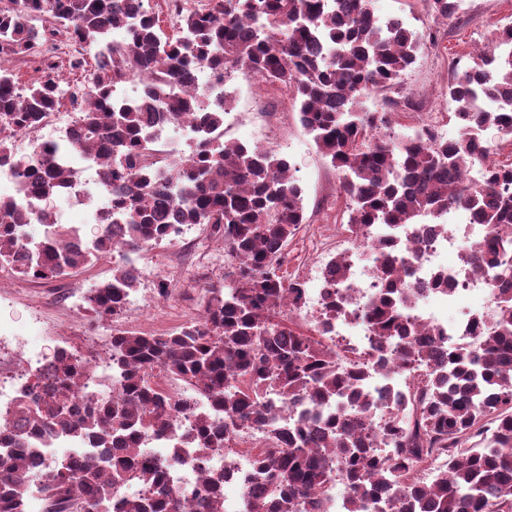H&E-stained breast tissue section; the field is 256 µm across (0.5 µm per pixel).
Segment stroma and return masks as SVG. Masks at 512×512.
Masks as SVG:
<instances>
[{
  "label": "stroma",
  "instance_id": "obj_1",
  "mask_svg": "<svg viewBox=\"0 0 512 512\" xmlns=\"http://www.w3.org/2000/svg\"><path fill=\"white\" fill-rule=\"evenodd\" d=\"M374 5L381 18H400L414 30L430 29L438 36L437 45L420 51L400 85L380 93L395 102L394 132L413 133L414 113L429 111L439 115L440 137L455 136L456 105L448 96L454 65L473 50L489 46L494 30L512 24V0H463L457 18L447 22L429 15L424 0H375ZM226 90L231 103L224 115L225 140L275 149L296 168L306 221L289 241L281 271L285 278H301L351 247L339 176L303 130L296 112H282L280 95L242 79L228 82ZM136 261L142 269L134 293L137 303L126 306L113 323L92 321L80 304L91 288L111 277L115 257L49 282L28 281L1 268L0 328L8 336L0 340V381L26 379L29 354L20 348L18 338L29 339L45 355L62 345L84 357L102 356L109 349L113 327L160 335L199 319L202 286L228 282L231 271L221 242L200 225L184 227L173 241L137 255ZM162 279L170 285L165 298L156 293Z\"/></svg>",
  "mask_w": 512,
  "mask_h": 512
}]
</instances>
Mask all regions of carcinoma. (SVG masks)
I'll return each mask as SVG.
<instances>
[{"label": "carcinoma", "instance_id": "carcinoma-1", "mask_svg": "<svg viewBox=\"0 0 512 512\" xmlns=\"http://www.w3.org/2000/svg\"><path fill=\"white\" fill-rule=\"evenodd\" d=\"M5 0L0 4V168L43 201L63 195L79 176L71 169L94 149L104 158L95 179L104 198L83 244L54 212L35 220L51 229L39 245L26 242L29 222L18 201L0 197V267L36 280L72 277L105 255L122 262L91 289L85 312L114 321L123 313L137 277L131 255L170 242L187 225L205 224L221 238L230 281L204 288L203 317L169 335L115 329L109 349V390L75 404L94 375L88 359L62 347L46 359L50 378L35 375L0 433L14 450L0 453V503L27 512L32 459L19 451L36 433H60L100 452L68 457L44 487V512H185V490L170 484L168 468L191 448L206 489L196 512H224V473L209 466L240 429H266L269 448L253 463L263 490L246 493L243 512H321L314 490L334 474L351 487L344 512H512V289L495 295V316L479 327L472 350H443L430 329L406 322L397 301L414 291L396 277L383 252L385 288L362 318L374 337L372 358L395 357L405 375L424 370L416 387L382 405L364 385L370 362L347 358L322 336L345 312L331 290L322 318L304 331L288 312L302 284L279 274L283 248L305 221L295 167L271 148L218 143L224 105L191 89L198 69L218 79L242 78L292 93L293 110L318 151L339 174L354 246L372 225L422 224L450 208L474 223L512 226V168L498 167L479 182L461 185L455 172L480 164L498 140L512 136V26L495 36V50L469 55L448 80L459 134L442 139L415 131L396 137L389 103L364 105L382 87L399 82L425 45L400 21L380 22L374 0H208L203 8L175 10L173 33L145 0ZM436 18L451 19L463 0H425ZM41 25H36V22ZM117 27L126 39H112ZM76 39L94 50L67 60L43 58L41 76L18 83L13 63L56 39ZM84 74L71 84L57 70ZM147 72V97L131 101L117 86ZM71 85L64 97L61 86ZM482 96L496 108L471 110ZM68 99L83 138L44 142L38 156L20 161L11 148L19 132ZM203 114L191 152L160 176L150 163L149 115L173 122ZM498 279L512 280V230L498 233L466 256ZM170 375L210 406L193 410L154 384ZM291 411L280 420L282 409ZM194 417L171 452L151 455L146 432L161 434L183 411ZM224 415V424L213 414ZM448 457L433 484L412 478L432 454ZM137 484L128 494L124 487Z\"/></svg>", "mask_w": 512, "mask_h": 512}]
</instances>
